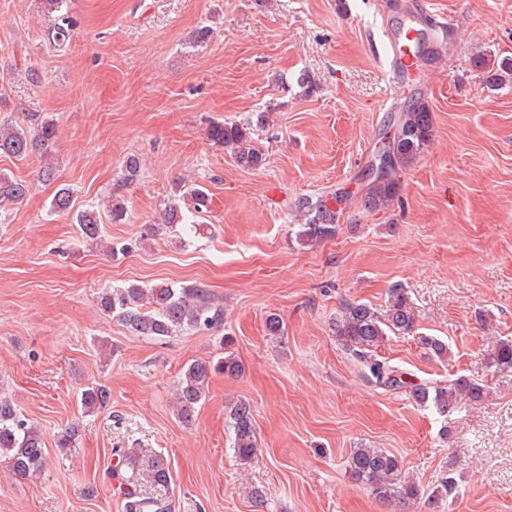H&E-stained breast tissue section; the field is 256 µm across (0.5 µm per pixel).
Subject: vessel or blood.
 <instances>
[{
  "instance_id": "b4317fda",
  "label": "vessel or blood",
  "mask_w": 512,
  "mask_h": 512,
  "mask_svg": "<svg viewBox=\"0 0 512 512\" xmlns=\"http://www.w3.org/2000/svg\"><path fill=\"white\" fill-rule=\"evenodd\" d=\"M432 17L429 0H413L409 11L400 22L387 28V68L393 94H400L406 80L422 69V52L431 48L433 43L423 24Z\"/></svg>"
}]
</instances>
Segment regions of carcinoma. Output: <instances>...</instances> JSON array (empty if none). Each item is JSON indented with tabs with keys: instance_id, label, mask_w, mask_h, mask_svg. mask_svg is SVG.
Listing matches in <instances>:
<instances>
[{
	"instance_id": "cac0c4a2",
	"label": "carcinoma",
	"mask_w": 512,
	"mask_h": 512,
	"mask_svg": "<svg viewBox=\"0 0 512 512\" xmlns=\"http://www.w3.org/2000/svg\"><path fill=\"white\" fill-rule=\"evenodd\" d=\"M62 5L63 0H45L47 10L57 13L52 40L58 45L73 36L71 20L59 13ZM473 66L488 70L485 82L490 87L497 88L508 82L512 84L511 58L502 59L497 68L489 70L486 60L476 57ZM395 127L397 136L391 146L389 161L371 177L364 195L365 204L373 210L387 206L398 197L402 177L431 140L433 118L427 101L421 97L410 101L398 114ZM207 135L210 140L232 149L239 166L252 169L261 165L262 153L252 146L248 132L239 125L213 122L208 126ZM55 146L56 129L50 121L36 122L31 131L11 121L0 123V155L20 160L31 157L43 162L40 172L45 181L51 180L54 175L51 159ZM28 192L29 186L25 182L0 173V202L21 200ZM349 201V193L342 188L329 197L303 200L300 209L307 213L308 221L297 232L302 244L313 246L334 237L344 206ZM210 202L209 195L203 189L193 188L168 202L164 212L165 222L169 226L182 224L191 228V218L208 212ZM51 207L57 213H74L73 219L80 224L83 237L92 240L99 234L96 212L85 209L73 212L69 189L59 188ZM99 305L105 314L121 322L131 332L158 339L175 336L187 329H217L224 325V309L212 301L205 288L193 284L172 288L168 285L132 283L125 287L109 288L99 296ZM415 324L416 318L407 305L404 289L394 287L389 289L388 306L383 313L364 302L344 301L335 331L358 373L371 384L391 390L409 389L417 403L431 405L437 414L445 418L463 401L471 404L483 402L487 396L485 386L464 376L415 384L404 380V372L398 367L375 357L373 349L387 339L388 333H409L414 330ZM421 342L436 358H448L449 348L444 341L423 336ZM490 363L501 371L512 370V339H499L493 344ZM240 371V364L231 354L215 363L190 364L180 379L178 418L186 424L192 422L212 373L235 376ZM109 399L108 390L99 384L83 390L80 397L81 405L87 410L103 408ZM229 417L236 458L246 464L258 451L253 409L249 403L239 401L231 407ZM1 453L5 455L7 467L21 477L36 474L44 466L45 443L40 430L17 413L5 397H0ZM111 454L118 458V467L113 469L112 477L127 488L126 512H145L150 507L153 512H167L166 504L146 501L140 498L138 492V487L145 482L157 485L168 483L170 470L167 460L157 456L144 467L129 448H113ZM347 469L352 479L362 483L382 501H394L403 507L420 498L419 485L402 479L399 459L380 448L352 449L347 458ZM458 494L459 483L453 475L443 480L437 491V495L448 497L450 504Z\"/></svg>"
}]
</instances>
